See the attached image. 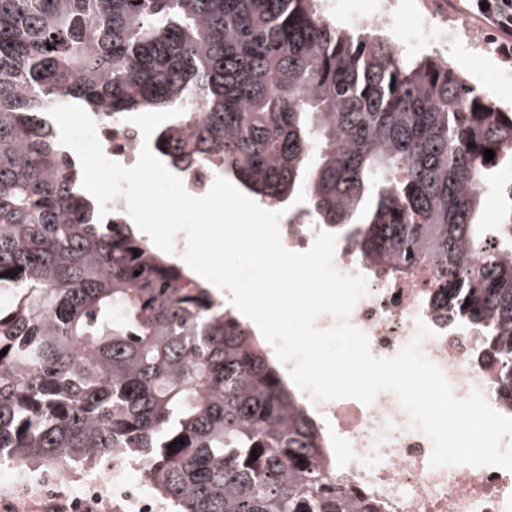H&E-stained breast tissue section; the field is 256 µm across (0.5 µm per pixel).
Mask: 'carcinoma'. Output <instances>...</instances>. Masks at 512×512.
<instances>
[{"label": "carcinoma", "instance_id": "cac0c4a2", "mask_svg": "<svg viewBox=\"0 0 512 512\" xmlns=\"http://www.w3.org/2000/svg\"><path fill=\"white\" fill-rule=\"evenodd\" d=\"M315 2L0 0V454L75 470L120 451L173 512L370 510L250 325L134 225L105 229L49 119L64 104L184 109L161 155L269 206L305 198L392 276L431 270L512 384V239L486 250L480 221L512 108Z\"/></svg>", "mask_w": 512, "mask_h": 512}]
</instances>
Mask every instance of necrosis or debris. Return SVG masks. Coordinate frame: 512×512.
<instances>
[{
    "label": "necrosis or debris",
    "mask_w": 512,
    "mask_h": 512,
    "mask_svg": "<svg viewBox=\"0 0 512 512\" xmlns=\"http://www.w3.org/2000/svg\"><path fill=\"white\" fill-rule=\"evenodd\" d=\"M462 24L458 19L434 21L424 16L407 42L395 44L396 54L411 46L437 45L451 50ZM92 119L105 155L123 166H133L143 137L123 112H96ZM283 246L307 250L321 225L299 210L280 216ZM333 265L343 274H362L367 294L348 317L369 339L378 358L395 356L412 340L435 363L453 387L456 397L479 392L495 411L512 416V400L497 381L499 359L465 321L447 318L423 288L428 272L394 280L371 269L351 240L335 242ZM425 323L431 336L418 338ZM299 402L316 423L325 454L332 461V479L363 493L377 512H512V471L470 465L434 468L429 464L432 442L412 426L397 396L380 392L372 404L352 398L323 400L300 392ZM0 483L10 486L14 499L9 512H28L32 491L47 486L66 487L70 496L95 499L108 494L113 512H167L165 503L141 477L137 466L114 453L112 469L74 476L71 469L32 470L8 460L0 463Z\"/></svg>",
    "instance_id": "1"
}]
</instances>
